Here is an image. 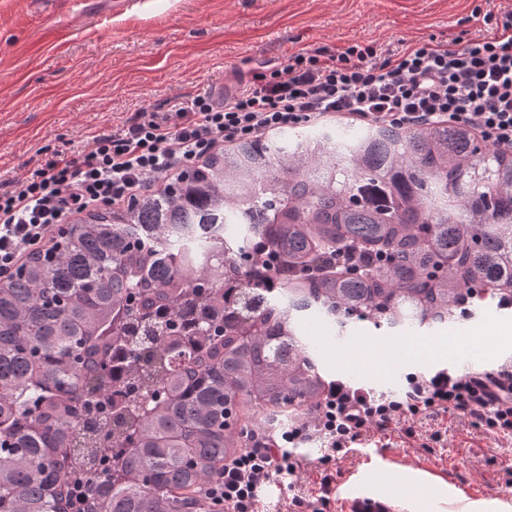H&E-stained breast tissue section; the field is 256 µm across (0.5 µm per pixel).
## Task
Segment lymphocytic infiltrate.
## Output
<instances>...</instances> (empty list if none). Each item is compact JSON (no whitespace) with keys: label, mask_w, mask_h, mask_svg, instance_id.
Masks as SVG:
<instances>
[{"label":"lymphocytic infiltrate","mask_w":512,"mask_h":512,"mask_svg":"<svg viewBox=\"0 0 512 512\" xmlns=\"http://www.w3.org/2000/svg\"><path fill=\"white\" fill-rule=\"evenodd\" d=\"M500 24V35L453 47L383 50L356 43L338 54L305 50L254 72L224 100L198 97L187 109L137 112L121 129L94 136L84 155L53 154L13 191L0 193V281L52 243L68 215L131 202L149 186L169 187L218 145L284 128L331 119L407 131L458 124L484 145L512 152V13ZM406 382L396 396L328 383L311 418L252 433L245 448L225 459L207 500L224 512H260L262 486L295 475L302 465L296 450L313 438L324 442L330 461L368 430L459 412L489 432L512 435L511 361L492 372L410 373Z\"/></svg>","instance_id":"f902f5d3"}]
</instances>
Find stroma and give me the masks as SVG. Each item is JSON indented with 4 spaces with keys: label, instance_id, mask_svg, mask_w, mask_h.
<instances>
[{
    "label": "stroma",
    "instance_id": "stroma-1",
    "mask_svg": "<svg viewBox=\"0 0 512 512\" xmlns=\"http://www.w3.org/2000/svg\"><path fill=\"white\" fill-rule=\"evenodd\" d=\"M0 0V188L13 189L28 170L54 153L76 157L94 135L123 126L137 112H166L177 103L223 90L225 77L250 81L259 67L285 64L294 53L352 43L396 48L409 43L454 44L495 32L493 21L512 12V0ZM492 321L495 333L483 365L512 361V307L485 302L467 321L432 328L376 327L352 322L346 332L320 316L303 336L325 380L348 379L336 362L339 340L364 336L386 349L396 339L452 340L466 324ZM464 371L459 353L424 359L402 354L383 370L366 368L356 386L401 394L410 373ZM320 443L300 448L294 476L263 487L262 512H287L293 496L328 492L326 512H348L365 493L393 501L399 472H421L405 485L411 501L432 497L434 482L473 500L512 503V436L493 434L472 416L450 414L391 424L367 432L335 460L323 462Z\"/></svg>",
    "mask_w": 512,
    "mask_h": 512
}]
</instances>
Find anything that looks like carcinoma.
I'll list each match as a JSON object with an SVG mask.
<instances>
[{"instance_id": "carcinoma-1", "label": "carcinoma", "mask_w": 512, "mask_h": 512, "mask_svg": "<svg viewBox=\"0 0 512 512\" xmlns=\"http://www.w3.org/2000/svg\"><path fill=\"white\" fill-rule=\"evenodd\" d=\"M466 285L512 292V154L461 125L239 142L89 212L0 283V512H199L239 405L323 392L305 313L446 324Z\"/></svg>"}]
</instances>
